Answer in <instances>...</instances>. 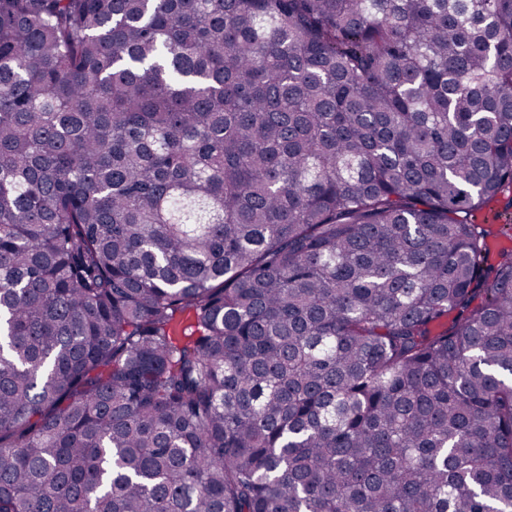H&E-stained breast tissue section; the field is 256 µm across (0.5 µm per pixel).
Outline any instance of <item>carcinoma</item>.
Listing matches in <instances>:
<instances>
[{
    "instance_id": "1",
    "label": "carcinoma",
    "mask_w": 512,
    "mask_h": 512,
    "mask_svg": "<svg viewBox=\"0 0 512 512\" xmlns=\"http://www.w3.org/2000/svg\"><path fill=\"white\" fill-rule=\"evenodd\" d=\"M505 184L512 0H0V512H512ZM471 219L488 233L486 268L496 266L502 254H512V186L505 187Z\"/></svg>"
}]
</instances>
